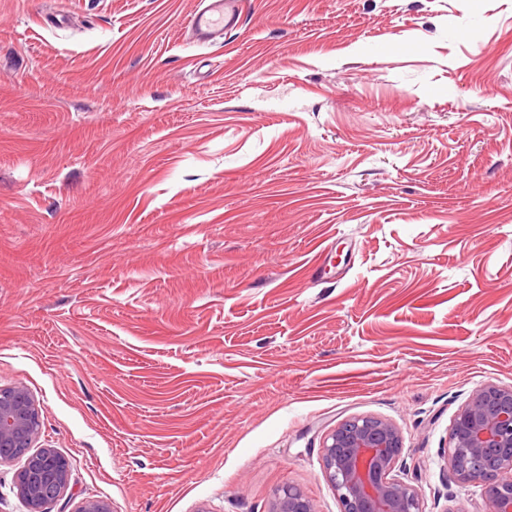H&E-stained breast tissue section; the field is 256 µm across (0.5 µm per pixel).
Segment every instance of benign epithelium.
<instances>
[{
  "instance_id": "1",
  "label": "benign epithelium",
  "mask_w": 512,
  "mask_h": 512,
  "mask_svg": "<svg viewBox=\"0 0 512 512\" xmlns=\"http://www.w3.org/2000/svg\"><path fill=\"white\" fill-rule=\"evenodd\" d=\"M41 428V413L23 385L0 388V448H15L26 441L25 458L17 476L18 490L28 512H50L69 487L70 461L52 448L32 454ZM512 447V386L487 384L477 390L453 419L447 464L461 483L479 479L473 465L485 448ZM400 428L373 417H352L325 436L322 465L336 492L342 512H423L420 490L405 482L396 468L403 456ZM60 477L57 493L42 498L48 474ZM484 512H512V456L491 475L482 478ZM269 512H316L312 501L293 486L277 490Z\"/></svg>"
}]
</instances>
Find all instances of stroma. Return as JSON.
Here are the masks:
<instances>
[{"label":"stroma","mask_w":512,"mask_h":512,"mask_svg":"<svg viewBox=\"0 0 512 512\" xmlns=\"http://www.w3.org/2000/svg\"><path fill=\"white\" fill-rule=\"evenodd\" d=\"M0 0V386L52 512H341L320 444L403 432L425 512L512 385V0ZM207 5L191 17L189 28L196 40L208 43L234 28L240 21V0H207ZM41 428V413L33 396L23 385L0 388V460L23 458L29 448L33 447ZM21 437L28 448L19 456H12L3 451L4 448H15L20 444ZM59 476L60 482L50 481L45 485L44 495L53 498H42V487L48 474ZM71 472L70 461L52 448H41L27 455L22 469L17 476L18 490L27 505L28 512H50L47 507L56 502L69 487ZM269 512H316L312 501L293 486L277 490Z\"/></svg>","instance_id":"obj_1"}]
</instances>
